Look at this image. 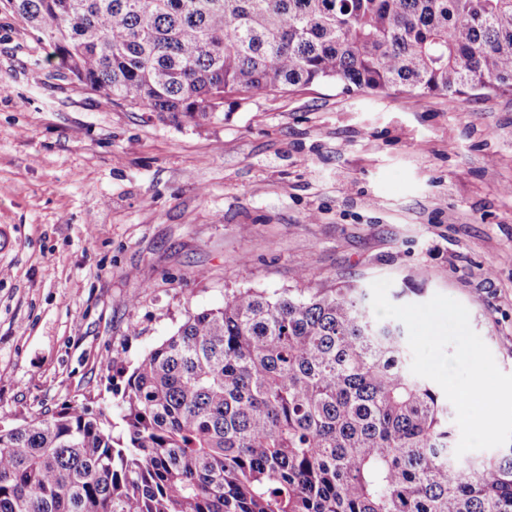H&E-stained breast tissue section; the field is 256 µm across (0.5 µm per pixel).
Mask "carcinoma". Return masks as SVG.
Masks as SVG:
<instances>
[{
	"label": "carcinoma",
	"instance_id": "1",
	"mask_svg": "<svg viewBox=\"0 0 512 512\" xmlns=\"http://www.w3.org/2000/svg\"><path fill=\"white\" fill-rule=\"evenodd\" d=\"M56 72L175 124L334 83L512 93V0H0ZM224 293L115 389L0 429V512H512V446L463 467L453 408L364 288Z\"/></svg>",
	"mask_w": 512,
	"mask_h": 512
}]
</instances>
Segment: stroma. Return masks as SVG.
Segmentation results:
<instances>
[{"label": "stroma", "instance_id": "1", "mask_svg": "<svg viewBox=\"0 0 512 512\" xmlns=\"http://www.w3.org/2000/svg\"><path fill=\"white\" fill-rule=\"evenodd\" d=\"M48 57L0 12V426L73 402L120 422L118 366L302 269L454 298L512 374V94L315 84L177 125Z\"/></svg>", "mask_w": 512, "mask_h": 512}]
</instances>
